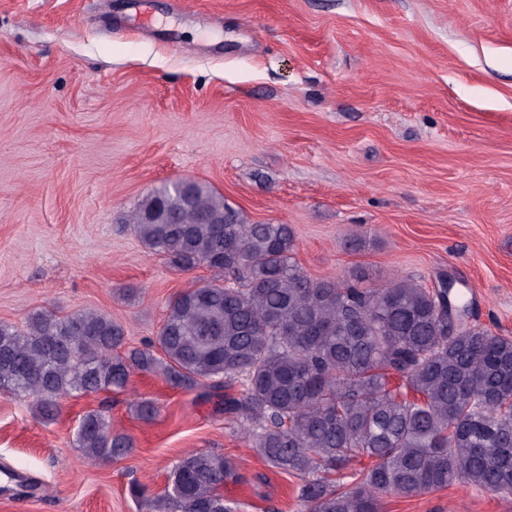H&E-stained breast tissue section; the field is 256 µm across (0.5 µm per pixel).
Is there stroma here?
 Listing matches in <instances>:
<instances>
[{
	"label": "stroma",
	"instance_id": "stroma-1",
	"mask_svg": "<svg viewBox=\"0 0 512 512\" xmlns=\"http://www.w3.org/2000/svg\"><path fill=\"white\" fill-rule=\"evenodd\" d=\"M176 179L291 225L312 278L449 275L473 322L512 336V0H0V321L96 310L130 345L155 339L170 298L210 275L171 271L126 223ZM101 408L134 443L107 463L74 445ZM204 451L232 467V512H299L298 478L217 400L139 371L51 423L0 395V472L37 483L0 481V512H149ZM381 512H512V496L457 483Z\"/></svg>",
	"mask_w": 512,
	"mask_h": 512
}]
</instances>
